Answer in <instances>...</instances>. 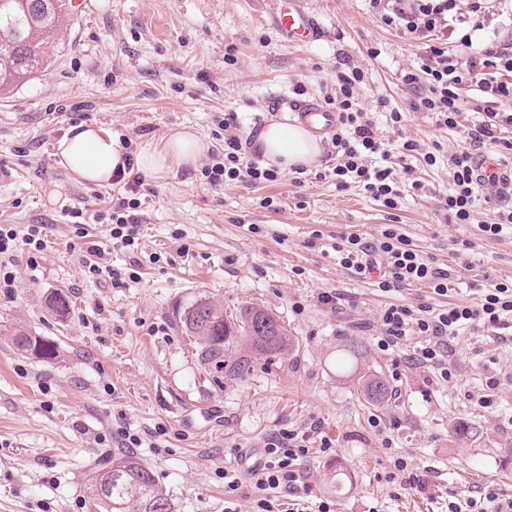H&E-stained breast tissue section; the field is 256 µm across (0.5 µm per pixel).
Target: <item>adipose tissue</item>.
Segmentation results:
<instances>
[{"label":"adipose tissue","instance_id":"adipose-tissue-1","mask_svg":"<svg viewBox=\"0 0 512 512\" xmlns=\"http://www.w3.org/2000/svg\"><path fill=\"white\" fill-rule=\"evenodd\" d=\"M258 146L268 164L292 171L316 162L323 151L322 139L302 125L270 122L259 134ZM58 151L70 170L92 184L111 182L112 174L122 166L125 150L117 133L95 124L72 128L58 143ZM207 151L196 132H171L162 146H141L135 155L139 171L163 176L181 167L196 166Z\"/></svg>","mask_w":512,"mask_h":512}]
</instances>
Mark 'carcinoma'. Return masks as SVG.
<instances>
[{
    "label": "carcinoma",
    "mask_w": 512,
    "mask_h": 512,
    "mask_svg": "<svg viewBox=\"0 0 512 512\" xmlns=\"http://www.w3.org/2000/svg\"><path fill=\"white\" fill-rule=\"evenodd\" d=\"M66 0H0V91L14 88L48 68L53 36L67 15ZM186 334L198 356L227 377H243L254 359L282 356L290 336L273 310L250 305L228 313L224 306L201 300L183 312ZM0 335L14 348L41 360L57 358L53 343L30 334L21 324H0ZM365 401L380 404L392 397L389 383L376 373L358 377ZM91 494L108 512H175L172 499L156 483L152 470L133 457L112 460L97 471Z\"/></svg>",
    "instance_id": "carcinoma-1"
}]
</instances>
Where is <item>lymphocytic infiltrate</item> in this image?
Segmentation results:
<instances>
[{
  "label": "lymphocytic infiltrate",
  "mask_w": 512,
  "mask_h": 512,
  "mask_svg": "<svg viewBox=\"0 0 512 512\" xmlns=\"http://www.w3.org/2000/svg\"><path fill=\"white\" fill-rule=\"evenodd\" d=\"M483 0H471L468 11L456 9V0H369L387 26L423 41L418 66L406 71L404 84L416 88L418 94L410 110L432 115L437 126L461 128L462 146L448 156V212L455 223H475L479 198L476 191V160L488 148L512 149V142L499 137L502 128L512 127V46L498 40L485 42L478 59L461 60L448 52L443 42L445 33L455 34L461 46L472 48V36L484 27ZM365 75L358 68L338 73L339 90L332 102L338 114L331 144L336 164L328 175L337 190L361 188L375 201L389 209L397 208L404 186L418 188V181L403 184L390 160L396 154L422 153L427 165H435L433 152L422 151L413 139L398 141L380 135L370 114L354 95ZM477 85L487 112L484 121L461 127L459 117L465 110L461 91ZM409 110V111H410ZM209 185L217 187L236 182L259 185L277 181L279 169L264 162L260 153L248 152L241 138L226 135L221 151L212 153L202 168ZM115 182H126L130 194L120 198L111 214L108 228L113 245L132 247L136 244L137 226L130 216L137 209V193L143 185L141 175L125 177L117 173ZM47 244L39 224H0V288L12 287L16 276L17 256H25L26 264L38 266ZM341 267L356 275L379 269L378 286L391 291L413 283L424 282L440 295L447 294L451 274L448 269L425 260L401 233L398 225H389L380 237L366 241L350 233L340 236L333 246ZM512 317V282L495 283L486 288L479 302L454 305L436 312L409 304L391 303L379 315L380 334L376 345L393 351L408 340L416 345L412 361L424 367L438 368L443 378H450L444 347L450 337L471 328L489 334L505 329ZM317 440L320 450H328L331 442L318 428L306 432L285 430L265 445L258 465L237 474L224 473V498L232 500L241 480H248L257 490L259 512H280L281 491L305 488V475L298 467L310 440Z\"/></svg>",
  "instance_id": "obj_1"
}]
</instances>
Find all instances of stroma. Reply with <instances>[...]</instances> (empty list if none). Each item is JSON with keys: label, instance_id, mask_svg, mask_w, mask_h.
Segmentation results:
<instances>
[{"label": "stroma", "instance_id": "stroma-1", "mask_svg": "<svg viewBox=\"0 0 512 512\" xmlns=\"http://www.w3.org/2000/svg\"><path fill=\"white\" fill-rule=\"evenodd\" d=\"M277 3L92 0L91 12L69 16L47 70L0 96V224L44 225L47 240L39 267H20L12 291L0 288V320L58 349L43 361L0 336V512H104L89 492L92 472L124 456L114 440L123 427L155 433L154 447L132 455L176 512H224L225 470L260 459L280 431L313 424L332 447L304 460L307 486L283 492L286 512H315L322 502L333 512H448L486 485L512 498V334L492 340L467 329L449 338V380L415 365L408 349L376 346L388 304L437 311L512 281V231L490 238L481 230L495 220L492 205H482L476 224L454 223L446 209L445 154L460 146L458 130L409 112L396 131L442 156L433 166L393 157L421 183L394 210L321 179L336 163L328 152L305 173L261 186L213 187L196 166L146 177L134 253L106 238L121 186L84 182L58 153L82 124L119 133L133 151L190 127L214 152L226 113H236L244 138L256 121L291 122L286 103L335 95L342 62L364 71L357 98L379 132H396L386 111L407 110L414 96L402 76L417 65V41L386 26L368 0H305L324 35L295 47L272 24ZM266 197L274 208L262 207ZM76 210L123 272L120 282L85 277ZM390 224L436 266L454 269L447 295L425 283L385 292L339 265L338 236L376 237ZM132 270L137 280L126 279ZM324 292L339 294V304L322 305ZM57 293L66 315L48 305ZM200 300L272 309L293 348L256 360L244 378L224 377L201 362L180 322ZM352 339L366 348L364 367L393 386L388 403H367L357 370L339 366ZM399 457L426 476L428 490L391 479Z\"/></svg>", "mask_w": 512, "mask_h": 512}]
</instances>
